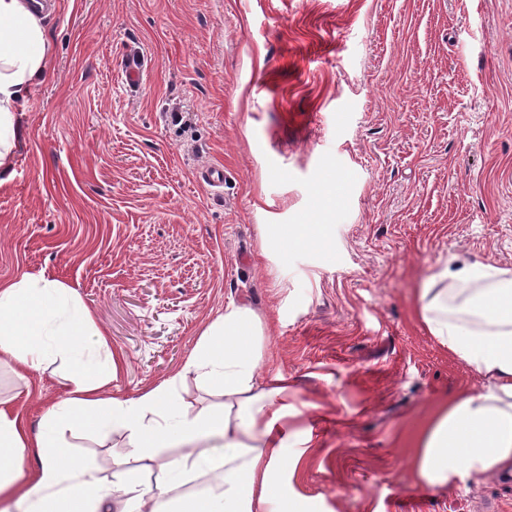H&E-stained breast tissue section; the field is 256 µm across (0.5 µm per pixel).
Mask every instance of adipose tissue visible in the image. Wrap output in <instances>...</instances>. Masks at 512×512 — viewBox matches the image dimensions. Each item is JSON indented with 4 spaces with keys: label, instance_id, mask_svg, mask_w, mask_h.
<instances>
[{
    "label": "adipose tissue",
    "instance_id": "1",
    "mask_svg": "<svg viewBox=\"0 0 512 512\" xmlns=\"http://www.w3.org/2000/svg\"><path fill=\"white\" fill-rule=\"evenodd\" d=\"M47 38L27 0H0V168H8L17 137L15 110L31 84L51 77ZM428 333L483 381L476 392L444 405L417 441L416 476L428 485L463 483L512 465V270L480 261L445 265L418 294ZM265 328L245 306H229L202 334L180 376L131 400L102 399L111 365L88 358L91 318L81 303L52 281L23 278L0 284V360L18 376L51 365L58 354L71 364L69 396L48 407L38 430L27 433L12 404L0 401V496L17 512H298L277 479L290 439L281 427L288 408L278 402L288 381L260 383ZM220 388V408L190 409L181 375ZM121 431L137 472L118 470L104 485L96 470L70 457L59 434L66 429ZM32 449L38 465L22 469ZM174 454L163 457V449ZM218 469L212 493L177 495L205 467Z\"/></svg>",
    "mask_w": 512,
    "mask_h": 512
}]
</instances>
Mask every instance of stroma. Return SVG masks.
I'll list each match as a JSON object with an SVG mask.
<instances>
[{"instance_id": "stroma-1", "label": "stroma", "mask_w": 512, "mask_h": 512, "mask_svg": "<svg viewBox=\"0 0 512 512\" xmlns=\"http://www.w3.org/2000/svg\"><path fill=\"white\" fill-rule=\"evenodd\" d=\"M51 80L0 171V282L58 281L112 354L103 398L178 374L227 306L288 377L280 482L303 512H512V475L430 487L416 439L483 386L429 335L449 260L512 269V0H50ZM147 78L127 86L130 52ZM224 184L198 183L205 166ZM324 224L322 249L271 225ZM66 357L0 399L22 426L68 395ZM112 483L126 438L67 432Z\"/></svg>"}]
</instances>
